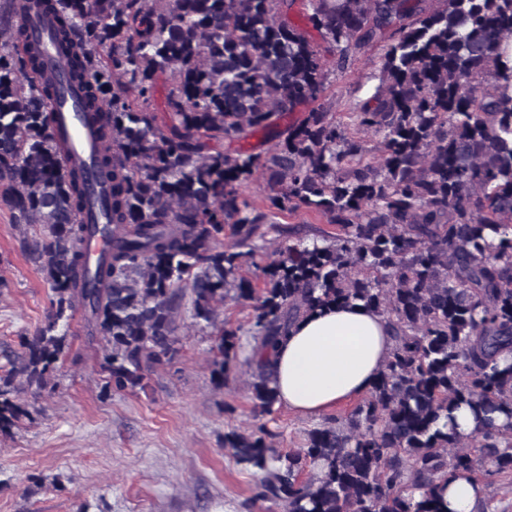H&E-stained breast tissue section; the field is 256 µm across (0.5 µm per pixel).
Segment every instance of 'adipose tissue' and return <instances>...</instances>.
<instances>
[{"label": "adipose tissue", "mask_w": 512, "mask_h": 512, "mask_svg": "<svg viewBox=\"0 0 512 512\" xmlns=\"http://www.w3.org/2000/svg\"><path fill=\"white\" fill-rule=\"evenodd\" d=\"M384 318L362 304L302 319L274 351V381L288 408L317 414L369 392L391 349Z\"/></svg>", "instance_id": "1"}]
</instances>
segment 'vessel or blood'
I'll use <instances>...</instances> for the list:
<instances>
[{
	"mask_svg": "<svg viewBox=\"0 0 512 512\" xmlns=\"http://www.w3.org/2000/svg\"><path fill=\"white\" fill-rule=\"evenodd\" d=\"M29 41L46 44V57L50 70L57 76H64L67 68L66 59L58 55L54 48L48 47L50 21L44 17H30L25 21ZM55 118L51 132L56 139L65 141L69 152L67 160L83 167L87 173L89 190L88 212L82 215V222L103 223L101 214V199L107 190V180L104 172L96 162V142L89 126L80 114L77 104V93L72 89H64L54 104Z\"/></svg>",
	"mask_w": 512,
	"mask_h": 512,
	"instance_id": "vessel-or-blood-1",
	"label": "vessel or blood"
}]
</instances>
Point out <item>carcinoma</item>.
I'll return each mask as SVG.
<instances>
[{
	"label": "carcinoma",
	"instance_id": "obj_1",
	"mask_svg": "<svg viewBox=\"0 0 512 512\" xmlns=\"http://www.w3.org/2000/svg\"><path fill=\"white\" fill-rule=\"evenodd\" d=\"M30 10L53 19L109 175L112 245L93 268L83 245L97 227L79 222L83 172L50 133L56 90L24 42ZM380 43L382 86L336 119L328 72ZM505 44L512 0H0V185L14 222L35 228L28 249L51 291L0 374V433L69 355L77 315L104 392L144 389L178 353L187 311L215 336V386L245 372L270 414L279 340L313 312L361 303L388 321L393 348L347 415L287 452L266 429L224 433L254 498L284 512H448L450 478H511ZM255 136L265 152L220 148ZM260 169L256 208L240 186ZM309 213L329 228L280 222ZM268 244L255 284L245 267ZM229 301L251 308L248 326L221 317Z\"/></svg>",
	"mask_w": 512,
	"mask_h": 512
}]
</instances>
